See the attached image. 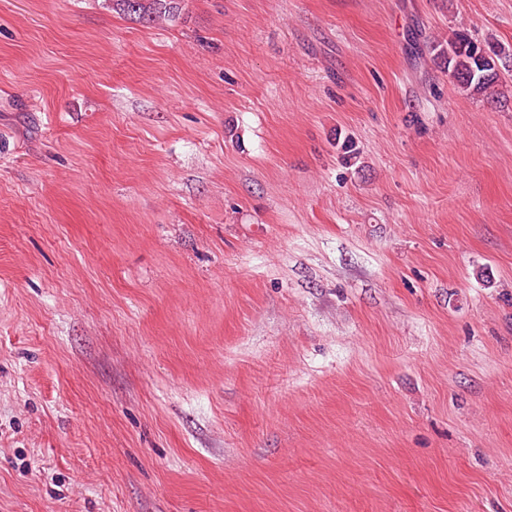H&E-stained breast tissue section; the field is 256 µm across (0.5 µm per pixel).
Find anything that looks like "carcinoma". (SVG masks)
Returning a JSON list of instances; mask_svg holds the SVG:
<instances>
[{
  "mask_svg": "<svg viewBox=\"0 0 512 512\" xmlns=\"http://www.w3.org/2000/svg\"><path fill=\"white\" fill-rule=\"evenodd\" d=\"M113 6L141 22L152 24L179 16L183 0H112ZM435 57L455 86L466 96L489 105L507 103L501 73L512 68V49L475 41L465 29H454L448 40L433 46Z\"/></svg>",
  "mask_w": 512,
  "mask_h": 512,
  "instance_id": "carcinoma-1",
  "label": "carcinoma"
}]
</instances>
